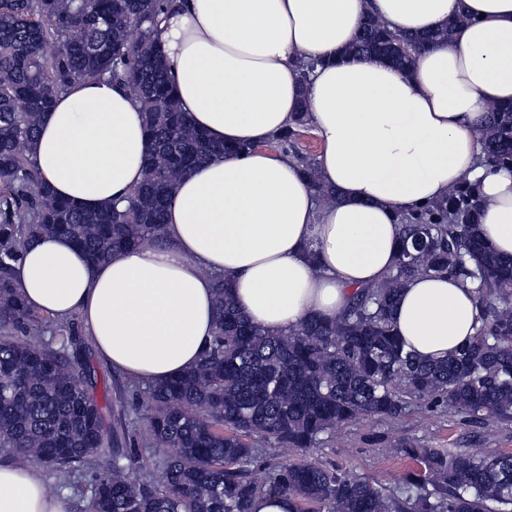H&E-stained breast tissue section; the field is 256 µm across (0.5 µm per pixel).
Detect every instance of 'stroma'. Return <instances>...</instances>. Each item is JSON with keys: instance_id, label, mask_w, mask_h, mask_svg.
<instances>
[{"instance_id": "obj_1", "label": "stroma", "mask_w": 512, "mask_h": 512, "mask_svg": "<svg viewBox=\"0 0 512 512\" xmlns=\"http://www.w3.org/2000/svg\"><path fill=\"white\" fill-rule=\"evenodd\" d=\"M98 399H109L114 411L131 424H139L143 412L136 403L144 386L133 383L104 361L96 363ZM428 448H476L512 456V422L495 419L471 421L442 408L433 412L415 409L389 420L364 419L336 430L332 440L301 451L262 444L254 463L256 478H264L268 463L319 461L369 479L389 491L398 490L401 476L412 469L409 459L396 454L399 443Z\"/></svg>"}]
</instances>
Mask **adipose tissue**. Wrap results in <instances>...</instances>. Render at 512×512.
Instances as JSON below:
<instances>
[{
	"instance_id": "adipose-tissue-1",
	"label": "adipose tissue",
	"mask_w": 512,
	"mask_h": 512,
	"mask_svg": "<svg viewBox=\"0 0 512 512\" xmlns=\"http://www.w3.org/2000/svg\"><path fill=\"white\" fill-rule=\"evenodd\" d=\"M154 38L193 124L247 154L215 158L177 184L162 242L90 263L64 237L30 242L15 286L34 311L77 319L98 356L143 385L199 362L214 326L215 280L238 309L273 333L333 319L353 293L380 282L401 241L399 216L477 183L478 233L512 257V169L482 163L490 107L512 104V0H177ZM472 21L422 51L411 71L342 56L364 17L422 33L458 8ZM313 60L308 123L319 201L292 157L267 145L299 106L297 60ZM148 139L139 103L108 79L80 81L43 119L30 158L56 197L96 210L145 178ZM406 349L443 359L480 325L475 293L450 274L410 280L392 312ZM36 465L0 456V512H72Z\"/></svg>"
}]
</instances>
